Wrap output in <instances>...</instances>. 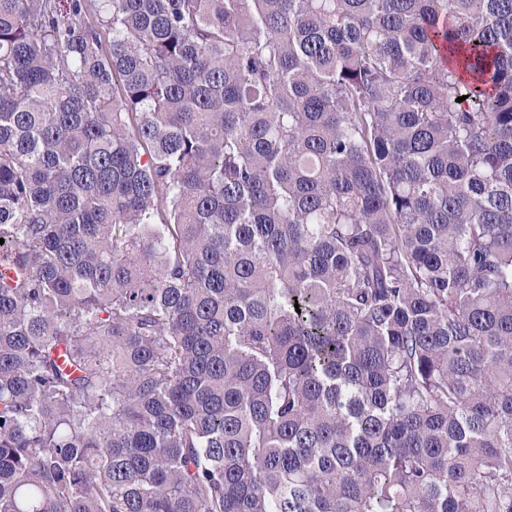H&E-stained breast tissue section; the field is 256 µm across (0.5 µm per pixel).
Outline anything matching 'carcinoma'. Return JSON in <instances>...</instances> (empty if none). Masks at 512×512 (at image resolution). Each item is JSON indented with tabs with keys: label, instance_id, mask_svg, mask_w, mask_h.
Masks as SVG:
<instances>
[{
	"label": "carcinoma",
	"instance_id": "obj_1",
	"mask_svg": "<svg viewBox=\"0 0 512 512\" xmlns=\"http://www.w3.org/2000/svg\"><path fill=\"white\" fill-rule=\"evenodd\" d=\"M0 239V512H512V0H0Z\"/></svg>",
	"mask_w": 512,
	"mask_h": 512
}]
</instances>
